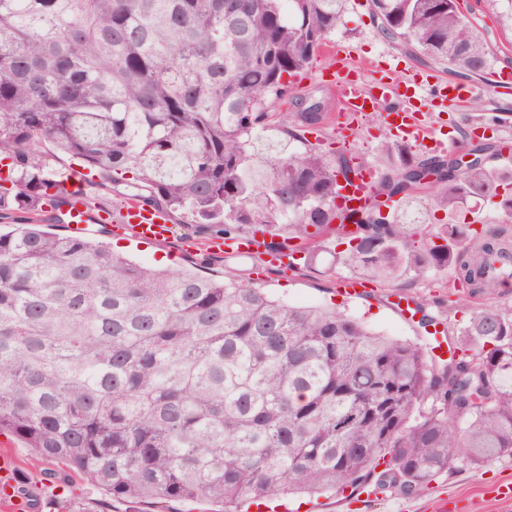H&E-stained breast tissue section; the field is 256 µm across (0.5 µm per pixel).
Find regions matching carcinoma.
I'll list each match as a JSON object with an SVG mask.
<instances>
[{
  "label": "carcinoma",
  "mask_w": 512,
  "mask_h": 512,
  "mask_svg": "<svg viewBox=\"0 0 512 512\" xmlns=\"http://www.w3.org/2000/svg\"><path fill=\"white\" fill-rule=\"evenodd\" d=\"M345 0H0V212L60 195L64 156L98 184L186 224L275 250L329 249L394 284L452 271L492 293L512 242L488 227L414 222L420 194L512 215V167L461 169L399 149L373 200L336 207L362 161L301 146L320 112L270 108L341 21ZM379 32L457 73L490 75L457 0H371ZM457 358L387 337L334 307L294 306L240 279L136 263L102 241L0 231V434L112 500L241 512L293 493L419 496L448 461L512 457V317L495 307L449 338Z\"/></svg>",
  "instance_id": "carcinoma-1"
}]
</instances>
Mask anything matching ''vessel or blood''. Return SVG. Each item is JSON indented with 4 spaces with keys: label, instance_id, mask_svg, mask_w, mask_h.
<instances>
[{
    "label": "vessel or blood",
    "instance_id": "obj_1",
    "mask_svg": "<svg viewBox=\"0 0 512 512\" xmlns=\"http://www.w3.org/2000/svg\"><path fill=\"white\" fill-rule=\"evenodd\" d=\"M333 54L338 64L330 81L340 103L336 119L338 129L350 132L355 122L365 113L377 110L380 101L398 98L399 103L390 111L383 113V124L395 130L404 140L415 142L427 149L437 151L445 149L446 144L437 137L434 121L424 119V112L446 106L460 107L465 103V96L458 85L446 78L419 79L416 76H402L386 70L370 81L360 80L353 75L355 62L349 51L334 49ZM375 183L373 168L361 171L353 183L341 190L342 202L365 203L372 196ZM87 181L83 173L71 174L62 183V195L65 204L59 209L45 208L46 217L68 224L73 235L84 232L86 225L95 224L111 218H118L127 225L135 238L156 242L169 239L172 226L167 214L144 206L137 200H129L121 208L119 215L109 211H92L85 199ZM207 248L211 254L221 255L235 253L251 255L277 268H288L293 262V255L287 252L269 250L264 235L252 234L245 237L214 238Z\"/></svg>",
    "mask_w": 512,
    "mask_h": 512
}]
</instances>
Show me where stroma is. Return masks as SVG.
<instances>
[{
  "label": "stroma",
  "instance_id": "stroma-1",
  "mask_svg": "<svg viewBox=\"0 0 512 512\" xmlns=\"http://www.w3.org/2000/svg\"><path fill=\"white\" fill-rule=\"evenodd\" d=\"M461 14L483 36L496 68H512V32L501 28L497 22V10L489 0H458ZM330 45L346 48L362 62L397 61L401 70L433 72L447 75V67L417 58L409 48L379 34L370 10V0H346L340 25L328 38ZM474 91L464 107L458 110H436L435 120L444 133L453 138L457 150L470 149L486 144L497 156L512 154V139L502 140L491 132L480 131V123L494 116L512 115V90L494 91L490 82L472 77L464 82ZM320 137L321 149L330 153L344 151L357 156L373 166L376 171L384 169V149L398 145L399 139L385 128L379 113L371 112L357 123L348 140L336 137L334 126L325 122L315 127ZM499 228L504 235L512 237V222L505 223L494 204L477 200L454 213L433 208L422 215L429 224H469L473 219ZM173 236L162 243H142L121 224H92L86 230L87 237L105 241L109 245H122L124 253L137 260L170 268H185L218 279L226 270H234L244 279L265 288L272 296L293 305L331 306L365 321L375 330L399 339L425 343L428 334L417 321L402 314L408 299L424 305L427 312L440 313L446 324L448 335H456L463 320L482 306L497 307L512 315V279L504 282L492 294L464 297L462 289L453 287L449 273L433 276L425 281L403 279L393 286L371 283L360 298L339 302L336 296L337 283L346 271L336 265L331 254L320 255L309 265L298 264L282 270H265L253 257L228 254L218 259L209 254L204 244L208 233L194 225L172 218ZM0 452L12 453L24 477L27 498L42 502L49 496H58L59 506L55 512H77L80 507H91L101 500L100 491L82 481H74L70 488L62 489L46 481L45 474L51 471L48 462L34 463L28 448L14 437L0 435ZM512 481V458L504 457L486 463L477 470L455 467L432 482L429 490L421 496L406 497L395 494L387 497H367L359 503L357 510H350L346 498L341 494H326L312 498L289 500L277 512H435L438 496L459 500L466 512H512V504H505L484 494V487L495 481Z\"/></svg>",
  "mask_w": 512,
  "mask_h": 512
}]
</instances>
